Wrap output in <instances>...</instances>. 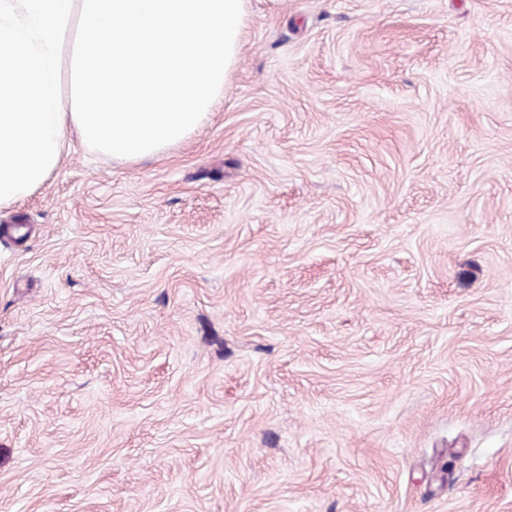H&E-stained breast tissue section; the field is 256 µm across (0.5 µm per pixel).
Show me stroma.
<instances>
[{
    "instance_id": "stroma-1",
    "label": "stroma",
    "mask_w": 512,
    "mask_h": 512,
    "mask_svg": "<svg viewBox=\"0 0 512 512\" xmlns=\"http://www.w3.org/2000/svg\"><path fill=\"white\" fill-rule=\"evenodd\" d=\"M0 512H512V0H248L1 208Z\"/></svg>"
}]
</instances>
